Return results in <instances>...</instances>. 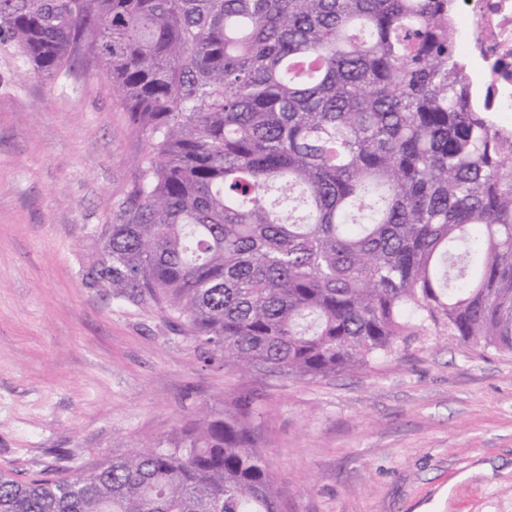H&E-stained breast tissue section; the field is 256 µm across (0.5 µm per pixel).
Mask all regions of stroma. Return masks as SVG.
Here are the masks:
<instances>
[{
  "label": "stroma",
  "instance_id": "obj_1",
  "mask_svg": "<svg viewBox=\"0 0 512 512\" xmlns=\"http://www.w3.org/2000/svg\"><path fill=\"white\" fill-rule=\"evenodd\" d=\"M25 67L0 46V468L88 470L251 394L282 512H512V353L433 329L316 379L204 364L93 276L147 150L129 112L90 54Z\"/></svg>",
  "mask_w": 512,
  "mask_h": 512
}]
</instances>
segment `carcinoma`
Returning <instances> with one entry per match:
<instances>
[{
	"label": "carcinoma",
	"instance_id": "carcinoma-1",
	"mask_svg": "<svg viewBox=\"0 0 512 512\" xmlns=\"http://www.w3.org/2000/svg\"><path fill=\"white\" fill-rule=\"evenodd\" d=\"M58 79L86 46L147 143L96 278L209 365L316 378L419 331L512 352V139L477 107L453 0H0ZM255 401L0 512H280Z\"/></svg>",
	"mask_w": 512,
	"mask_h": 512
}]
</instances>
